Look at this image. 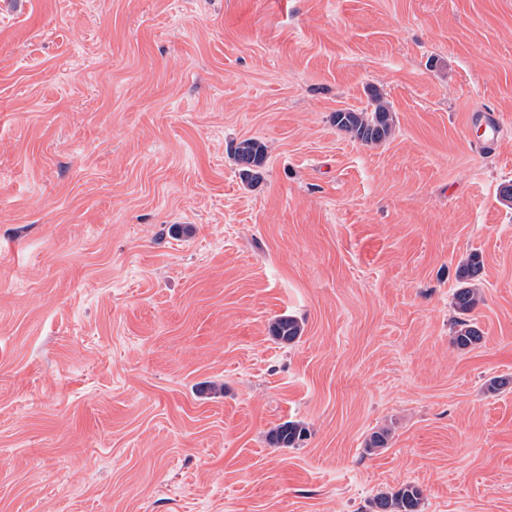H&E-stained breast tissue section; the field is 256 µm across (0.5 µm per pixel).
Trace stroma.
<instances>
[{
    "label": "stroma",
    "mask_w": 512,
    "mask_h": 512,
    "mask_svg": "<svg viewBox=\"0 0 512 512\" xmlns=\"http://www.w3.org/2000/svg\"><path fill=\"white\" fill-rule=\"evenodd\" d=\"M507 183L512 0H0V512H512ZM370 112L350 109L334 112L332 121L337 129L346 132L362 144H378L392 135L394 121L388 104L378 95L373 97ZM233 156L242 166L240 169L241 179L251 184L259 178L258 172L265 164V147L254 139H245L238 143L233 150ZM482 266L480 256L475 253L459 269L460 285L454 294V308L459 317L454 322L453 342L460 349H467L481 340L480 330L468 317L482 300L480 288L470 282L479 275ZM302 332V325L294 316L280 315L271 320L270 333L275 340L281 343L297 342L301 338ZM303 430L296 422H283L270 431L269 442L275 448H292L300 439ZM422 492L405 485L394 492L381 493L370 502L372 512H422Z\"/></svg>",
    "instance_id": "1"
}]
</instances>
